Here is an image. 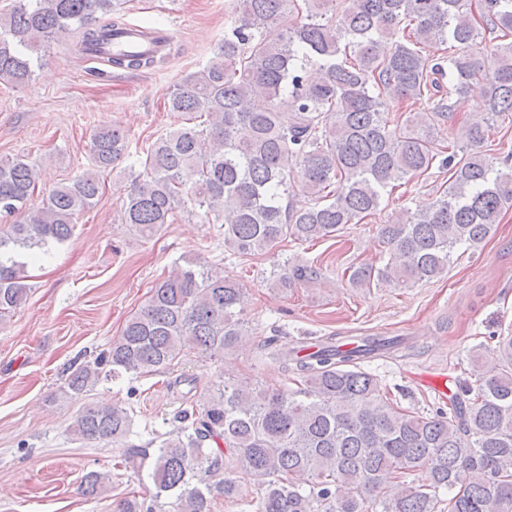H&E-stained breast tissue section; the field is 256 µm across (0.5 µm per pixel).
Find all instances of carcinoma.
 <instances>
[{"label": "carcinoma", "instance_id": "1", "mask_svg": "<svg viewBox=\"0 0 512 512\" xmlns=\"http://www.w3.org/2000/svg\"><path fill=\"white\" fill-rule=\"evenodd\" d=\"M125 26L117 0H18L0 12V82H28L34 54L69 35L87 61L151 67L152 55L97 51ZM509 35L512 0H242L213 57L170 94L178 127L134 152L124 127L94 132L91 168L37 202L36 167L0 159V322L28 296L13 255L70 237L75 217L102 201L100 176L124 156L142 167L121 210L136 234L150 238L187 211L221 222L225 259L247 258L289 237L336 238L382 213L384 195L431 170L443 153L436 126L454 123L480 83L486 118L462 121L448 144V187L424 210L387 216L378 225L387 258L352 268L349 281L406 288L447 275L453 253L479 248L512 207V157L484 149L493 119L512 115ZM433 43L450 45L448 58L423 54ZM285 95L288 114L279 111ZM322 276L294 259L263 283L286 292ZM242 303L243 285L224 270L175 263L109 348L68 375L63 393L161 372L185 350L224 358L248 335ZM395 346L366 339L300 356L269 341L263 363L296 371V388L222 380L189 401L160 441L132 439L126 409L88 404L73 433L121 445L132 470L150 462L155 492L120 501L118 512H155L163 496L174 512H210L245 481L260 490L251 512H367L369 501L378 512H512V334L498 337L493 366L471 349L474 384L452 394L448 409L426 413L404 412L357 364ZM412 475L418 484H407ZM107 481L90 472L81 492L100 495Z\"/></svg>", "mask_w": 512, "mask_h": 512}]
</instances>
